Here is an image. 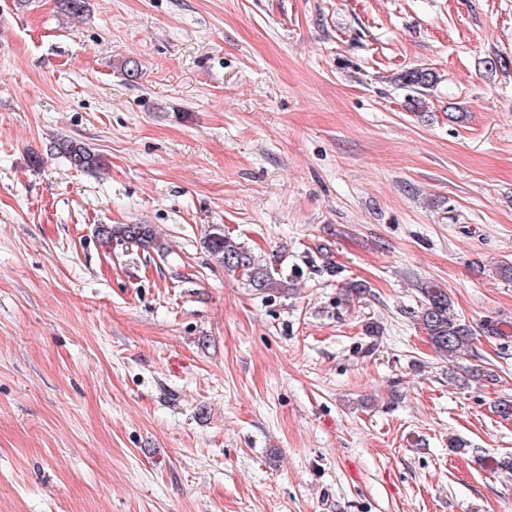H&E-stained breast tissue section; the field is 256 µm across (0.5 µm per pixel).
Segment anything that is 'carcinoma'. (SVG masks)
<instances>
[{
    "instance_id": "carcinoma-1",
    "label": "carcinoma",
    "mask_w": 512,
    "mask_h": 512,
    "mask_svg": "<svg viewBox=\"0 0 512 512\" xmlns=\"http://www.w3.org/2000/svg\"><path fill=\"white\" fill-rule=\"evenodd\" d=\"M58 8L67 18L80 20L89 10V0H58ZM433 78L431 71L418 68L403 74L402 82L420 95L431 85ZM53 149L64 156L71 166L81 171H104L108 167L107 161L101 155L77 140L60 138L54 142ZM98 236L109 248H162L154 230L148 224H102L98 226ZM207 247L224 266V271L243 272L251 287L257 290H271L284 286V281L275 277V272L267 264L227 235L219 231L208 233ZM420 291L424 296V304L417 311V322L435 350L454 368L453 378L466 385L471 381L477 382L493 377V374L480 364L462 366L458 363L459 358L472 351L476 331L472 326L450 315L448 294L431 282L422 283Z\"/></svg>"
}]
</instances>
